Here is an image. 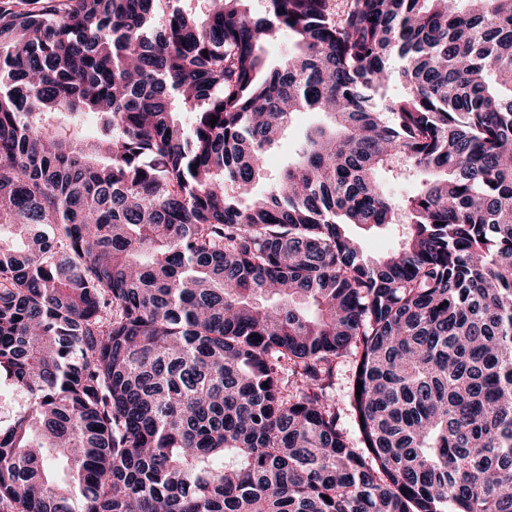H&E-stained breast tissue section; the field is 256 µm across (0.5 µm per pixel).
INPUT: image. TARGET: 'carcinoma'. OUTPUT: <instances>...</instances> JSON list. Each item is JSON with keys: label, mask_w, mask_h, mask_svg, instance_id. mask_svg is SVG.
Listing matches in <instances>:
<instances>
[{"label": "carcinoma", "mask_w": 512, "mask_h": 512, "mask_svg": "<svg viewBox=\"0 0 512 512\" xmlns=\"http://www.w3.org/2000/svg\"><path fill=\"white\" fill-rule=\"evenodd\" d=\"M158 2L0 0V506L512 512V0ZM326 123V116L320 112H300L294 116L285 135L266 153L262 178L254 188L256 196L263 193L267 185L278 177L288 161H292L296 157V152L306 132L312 127ZM347 230L361 241L365 254L373 257L382 256L397 249L406 231L401 224L370 230L352 225L348 226ZM354 356L345 357L337 365L333 379L332 395L342 413V422L350 445L361 448L360 434L353 416L348 411V394L351 379L355 370ZM30 405L29 396L15 389L5 378L0 380V429H7L16 416Z\"/></svg>", "instance_id": "carcinoma-1"}]
</instances>
